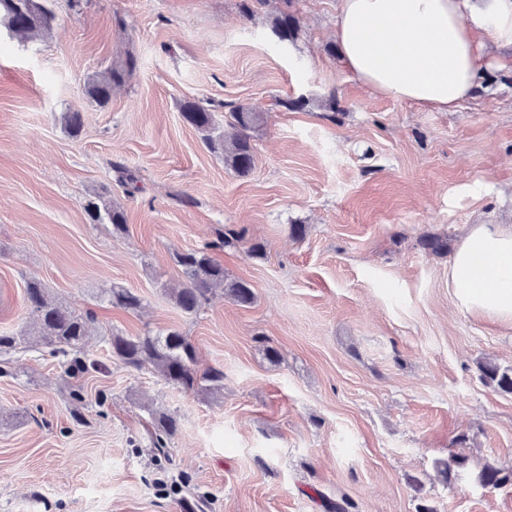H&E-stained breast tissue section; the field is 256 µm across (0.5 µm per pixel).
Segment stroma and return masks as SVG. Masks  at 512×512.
<instances>
[{"label":"stroma","instance_id":"1","mask_svg":"<svg viewBox=\"0 0 512 512\" xmlns=\"http://www.w3.org/2000/svg\"><path fill=\"white\" fill-rule=\"evenodd\" d=\"M50 37L0 39V335L27 332L25 286L97 317L96 370L72 375L43 343L0 360V512H512V486L445 483L438 460L512 468V395L478 364L512 366V326L460 310L450 256L470 224L512 222V74L434 112L370 92L340 65L337 0H298L297 38L240 0H54ZM134 55L106 105L88 79ZM303 98V109L284 103ZM263 114L245 178L182 119L185 101ZM79 110L71 136L64 114ZM136 177L120 183L118 167ZM127 231L91 223L100 187ZM307 227L303 240L289 233ZM243 232L215 254L256 301L175 306L173 255ZM264 247L249 256L251 244ZM114 288L142 299L131 313ZM177 329L202 396L113 360L110 338ZM274 347L277 359L265 349ZM177 412L166 452L152 410Z\"/></svg>","mask_w":512,"mask_h":512}]
</instances>
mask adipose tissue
<instances>
[{
    "label": "adipose tissue",
    "instance_id": "obj_1",
    "mask_svg": "<svg viewBox=\"0 0 512 512\" xmlns=\"http://www.w3.org/2000/svg\"><path fill=\"white\" fill-rule=\"evenodd\" d=\"M345 69L372 93L438 112L512 74V0H338ZM457 306L512 325V225H470L448 268Z\"/></svg>",
    "mask_w": 512,
    "mask_h": 512
}]
</instances>
